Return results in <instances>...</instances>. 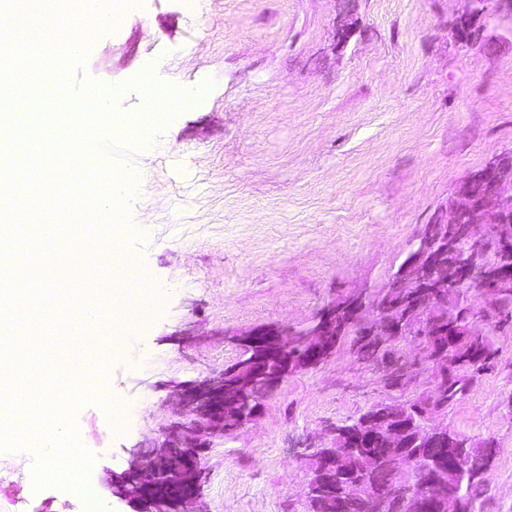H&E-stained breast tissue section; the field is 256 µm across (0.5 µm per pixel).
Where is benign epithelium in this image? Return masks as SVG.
<instances>
[{
	"mask_svg": "<svg viewBox=\"0 0 512 512\" xmlns=\"http://www.w3.org/2000/svg\"><path fill=\"white\" fill-rule=\"evenodd\" d=\"M465 11L452 24L456 39L473 45L480 38L478 21L492 12L512 14V0H465ZM512 150L489 158L457 186L434 213L430 223L439 230L441 244L433 246L422 235L381 292H357L326 307L304 329L256 328L238 338L243 355L235 364L207 378L186 384L176 393L179 420L164 431L151 450H131L129 467L111 479L113 493L133 512H203L200 487L204 478L203 454L210 438L234 432L257 418L261 401L288 375L316 368L336 351V337L354 336V343H370L382 350L404 336L422 341L426 360L433 366L434 387L428 395L426 431L417 432L412 403L374 405L354 423L336 424L329 431L330 445L305 454L312 478L304 496L309 502L341 495L359 498L365 512H439L453 501L448 484V462L423 456L419 449L433 442L458 454V439L448 426L434 422L447 409L443 391L448 369L458 366L451 352L458 332L436 318L455 288L466 286L496 292L512 288V267L489 269L488 253L512 249ZM486 192L477 195L472 185ZM465 225L469 254H460L455 227ZM303 335L300 350L289 352L290 338ZM384 381L401 389L410 372L392 358L381 360ZM378 441L388 452L374 460L378 470L398 474L421 466L422 479L410 483L394 478L384 487L359 466L367 448Z\"/></svg>",
	"mask_w": 512,
	"mask_h": 512,
	"instance_id": "7a95c632",
	"label": "benign epithelium"
}]
</instances>
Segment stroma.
<instances>
[{"label":"stroma","mask_w":512,"mask_h":512,"mask_svg":"<svg viewBox=\"0 0 512 512\" xmlns=\"http://www.w3.org/2000/svg\"><path fill=\"white\" fill-rule=\"evenodd\" d=\"M463 0H132L101 35L74 87L122 85L132 116L151 73L204 87L174 117L156 115L140 146L113 154L139 167L124 237L135 278L94 289L130 296L131 318L102 313L91 353L106 365L109 403L75 416L98 474L97 512H131L110 478L129 451L175 418L174 392L236 363V335L308 327L333 301L376 292L406 259L437 207L494 153L512 148V15L483 18L484 45L456 42ZM121 336L120 350L100 345ZM491 369L439 421L492 445L474 512H512V329L496 332ZM414 376L387 390L377 366L343 346L289 375L258 419L214 438L202 463L207 512H306L303 456L327 425L433 387L418 340L398 342ZM0 498L15 512L63 510L55 487L28 489L36 450L9 451Z\"/></svg>","instance_id":"obj_1"}]
</instances>
